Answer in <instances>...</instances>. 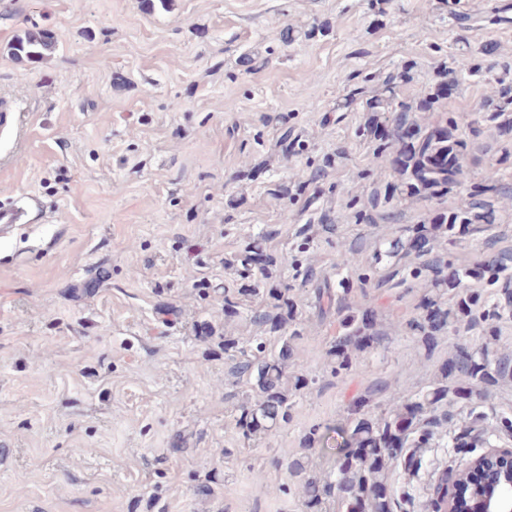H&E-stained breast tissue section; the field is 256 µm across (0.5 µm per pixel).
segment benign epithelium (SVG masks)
<instances>
[{
	"instance_id": "obj_1",
	"label": "benign epithelium",
	"mask_w": 512,
	"mask_h": 512,
	"mask_svg": "<svg viewBox=\"0 0 512 512\" xmlns=\"http://www.w3.org/2000/svg\"><path fill=\"white\" fill-rule=\"evenodd\" d=\"M437 501L442 512H512V448L488 446L448 471Z\"/></svg>"
}]
</instances>
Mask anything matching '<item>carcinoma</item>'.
<instances>
[{
	"label": "carcinoma",
	"instance_id": "obj_1",
	"mask_svg": "<svg viewBox=\"0 0 512 512\" xmlns=\"http://www.w3.org/2000/svg\"><path fill=\"white\" fill-rule=\"evenodd\" d=\"M53 43L51 34L34 31L18 39L13 51L18 57L36 59ZM432 105L431 97L410 103L392 96L381 104L379 118L358 129L359 136L375 143V161L399 146L393 158L397 179L388 187V199L458 194L454 208L436 213L430 223L404 225L396 236L381 242L374 263L410 254L414 242L423 240L426 249L415 254L407 277L426 293L421 315L406 327L419 335L427 348L435 345L438 335L458 333L463 327L479 328L483 343L455 346L448 363L425 389L393 401L378 414L371 411L373 392L359 397L334 430L336 460L325 474L312 466L310 457L325 436L316 428L309 429L302 443L303 456L288 464L289 474L298 480L304 512H331L333 500L336 512H396L395 499L387 495L384 479L403 450L420 447L433 429L453 422L456 409L464 406L477 412L493 389L512 380V356L496 349L497 325L512 321V249H502L472 266L460 264L451 253L446 258L429 257L431 242L439 237L448 238L450 245L477 242L496 224L497 213L483 196L502 189L499 169L492 167L483 182L467 185L465 161L470 142L461 130L466 128L475 136L479 124L489 122L499 136L512 142V84L498 82L491 87L466 124L455 112L441 113L430 128L410 120V112H425ZM344 285L345 281H339L336 291V306L343 316L329 351L337 374L349 371L360 354L371 352L381 340L375 316L354 309ZM448 294L454 303L445 307L442 299ZM300 336L301 330L292 328L278 356L271 359L264 356L258 337L246 348L233 339L224 340V351L239 349L241 373L254 380L256 389L254 402L239 406L238 424L244 437L265 433L290 419L288 392L308 385L304 375L286 373L292 343Z\"/></svg>",
	"mask_w": 512,
	"mask_h": 512
}]
</instances>
